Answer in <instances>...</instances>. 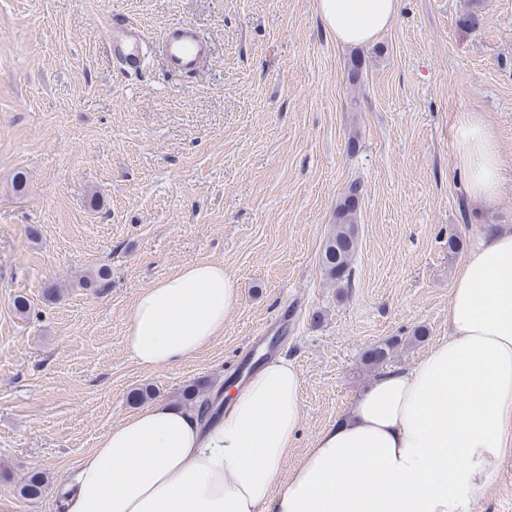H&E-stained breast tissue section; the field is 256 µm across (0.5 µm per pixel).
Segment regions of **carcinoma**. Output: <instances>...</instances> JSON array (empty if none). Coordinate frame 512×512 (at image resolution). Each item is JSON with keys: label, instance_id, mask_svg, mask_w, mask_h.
<instances>
[{"label": "carcinoma", "instance_id": "carcinoma-1", "mask_svg": "<svg viewBox=\"0 0 512 512\" xmlns=\"http://www.w3.org/2000/svg\"><path fill=\"white\" fill-rule=\"evenodd\" d=\"M360 188L352 185L336 207L334 224L320 256L321 269L326 279L338 288L351 287L353 262L358 250V211ZM109 278L108 268L101 266L82 277L85 288H103ZM397 342L387 339L368 347L362 354V361L371 369L379 370L390 362ZM182 402L196 406L204 420L219 415L212 396L205 393V386L199 382L186 385L181 394ZM46 486L43 472L32 470L21 482V497L35 500L42 497Z\"/></svg>", "mask_w": 512, "mask_h": 512}]
</instances>
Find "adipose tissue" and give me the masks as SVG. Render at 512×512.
Masks as SVG:
<instances>
[{
    "mask_svg": "<svg viewBox=\"0 0 512 512\" xmlns=\"http://www.w3.org/2000/svg\"><path fill=\"white\" fill-rule=\"evenodd\" d=\"M399 9L317 0L345 46L374 41ZM453 149L470 198L494 201L501 159L487 120L461 114ZM238 299L223 265H185L138 294L126 346L145 368L179 365L223 335ZM301 394L294 364L276 358L226 389L213 421L146 405L108 429L52 497L61 512H477L512 454V225L490 229L459 265L447 337L411 368L376 375L287 472Z\"/></svg>",
    "mask_w": 512,
    "mask_h": 512,
    "instance_id": "adipose-tissue-1",
    "label": "adipose tissue"
}]
</instances>
